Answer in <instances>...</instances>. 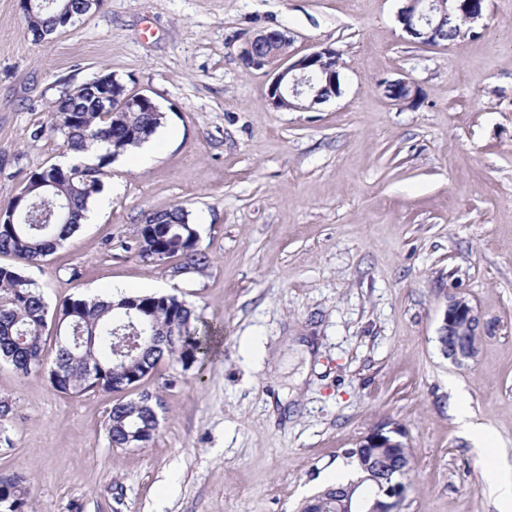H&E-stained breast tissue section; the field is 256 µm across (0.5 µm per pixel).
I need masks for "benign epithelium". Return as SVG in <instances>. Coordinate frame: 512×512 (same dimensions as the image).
I'll use <instances>...</instances> for the list:
<instances>
[{
	"instance_id": "benign-epithelium-1",
	"label": "benign epithelium",
	"mask_w": 512,
	"mask_h": 512,
	"mask_svg": "<svg viewBox=\"0 0 512 512\" xmlns=\"http://www.w3.org/2000/svg\"><path fill=\"white\" fill-rule=\"evenodd\" d=\"M102 7L101 0H82L77 9L70 3L62 7L63 26H68ZM486 0H405L398 13L403 31L416 44L438 46L447 41L444 25L461 17L468 23V29L483 19ZM291 43L290 36L277 29L262 31L248 39L239 55L245 66L261 70L268 77V97L277 110L309 111L318 104L340 94L338 54L331 47H322L299 57L283 52L279 46ZM102 93L97 95L101 112H132L139 109L155 108L151 96L146 93H130L126 86L114 80L109 74L95 76L94 82H83L68 88L70 101L56 114V127L65 131L63 116L79 112V100L93 88ZM385 95L395 101L404 102L413 98L416 88L407 79H396L384 83ZM479 316L462 295L448 298L441 326L440 350L458 367H465L474 360L478 345L465 340L477 335ZM405 433L397 428H378L358 442L357 448L374 464L376 491L371 498H363L357 512H395L397 501L406 490V483L391 482L383 474L380 462L385 460L387 450L401 448Z\"/></svg>"
}]
</instances>
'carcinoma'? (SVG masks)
Listing matches in <instances>:
<instances>
[{
  "mask_svg": "<svg viewBox=\"0 0 512 512\" xmlns=\"http://www.w3.org/2000/svg\"><path fill=\"white\" fill-rule=\"evenodd\" d=\"M34 18L27 21L32 37L37 33L50 35L60 24L58 0H39ZM91 96L82 101L84 111L71 113V134L66 147L72 151H87L106 144L111 151L97 156V163L77 162L69 167L50 165L30 173L26 200L13 212H5L0 220V254L13 257L16 266H0V359L10 363L17 372L27 375L43 358L49 337V324L60 335L72 338L65 345H55L51 367L62 373L59 379L49 378L58 391L83 394L102 390L117 395L107 421V436L111 446L126 448L127 435L145 430L156 436L150 407H162L160 397L143 392L126 398L116 386L118 372L143 376L155 370L163 360L179 363L183 369L203 363L208 348L198 336V317L184 301L170 294L123 295L117 301L76 297L64 300L53 316L42 293H35V282L25 276L20 266L37 265L45 261L62 241L81 226L90 202L104 189L105 168L112 157L140 144L144 133L155 134L165 118L162 112H100ZM159 223L144 220L136 250L140 258L168 261L180 259L174 271L202 270L208 256L196 248L199 232L189 223V213L174 205L156 211ZM137 304L138 347L133 357L120 365L115 352L122 347V337L128 332L130 317L126 305ZM176 330L177 344L155 342L154 335L162 330ZM186 347L190 360L184 362L179 350ZM101 366V380L87 381L90 366ZM1 495L16 499L18 512H27L29 490L26 486H1Z\"/></svg>",
  "mask_w": 512,
  "mask_h": 512,
  "instance_id": "carcinoma-1",
  "label": "carcinoma"
}]
</instances>
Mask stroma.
<instances>
[{"mask_svg": "<svg viewBox=\"0 0 512 512\" xmlns=\"http://www.w3.org/2000/svg\"><path fill=\"white\" fill-rule=\"evenodd\" d=\"M402 5L105 0L37 43L18 0H0V210L65 161L49 130L63 87L110 73L165 114L150 165L115 159L91 222L24 274L52 308L118 286L177 295L213 346L205 367L164 362L141 382L164 400L143 448L109 445L113 394L61 393L0 361L13 408L0 474L27 477L28 512H300L383 426L404 432L413 462L399 512H499L489 470L512 474V0L435 47L409 40ZM265 29L287 31L298 56L336 49L340 95L274 109L268 77L238 57ZM399 78L413 100L385 96ZM176 204L202 270L135 251L145 214ZM455 294L480 316L466 367L438 343ZM302 371L284 415L274 404ZM460 391L491 447L457 423Z\"/></svg>", "mask_w": 512, "mask_h": 512, "instance_id": "1", "label": "stroma"}]
</instances>
